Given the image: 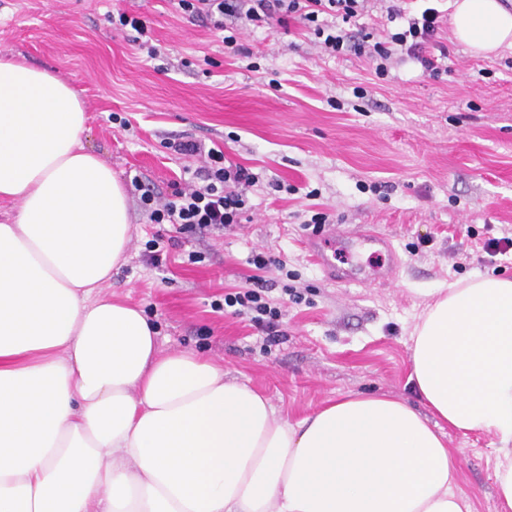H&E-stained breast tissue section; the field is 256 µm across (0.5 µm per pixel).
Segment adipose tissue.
<instances>
[{"label":"adipose tissue","mask_w":512,"mask_h":512,"mask_svg":"<svg viewBox=\"0 0 512 512\" xmlns=\"http://www.w3.org/2000/svg\"><path fill=\"white\" fill-rule=\"evenodd\" d=\"M455 39L512 48L502 0H453ZM85 103L0 57V512H476L446 430L495 438L512 512V279L435 290L411 334L422 407L350 393L296 422L220 363L157 349L106 294L132 238L128 197L86 150Z\"/></svg>","instance_id":"obj_1"}]
</instances>
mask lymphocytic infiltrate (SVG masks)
<instances>
[{
  "label": "lymphocytic infiltrate",
  "mask_w": 512,
  "mask_h": 512,
  "mask_svg": "<svg viewBox=\"0 0 512 512\" xmlns=\"http://www.w3.org/2000/svg\"><path fill=\"white\" fill-rule=\"evenodd\" d=\"M372 0H177L189 20L212 21L215 30L224 34L225 48L241 52L238 24L263 26L277 17H291L313 30L321 47L337 55L352 54L375 62L377 72L388 64L407 59L417 61L430 76H438L441 60L449 50L438 39L442 14L427 7L408 14L398 5L386 8L388 22L404 20L397 32H385L378 41L368 35L353 36L343 26L368 12ZM233 17L236 27L226 28L225 17ZM173 150L184 156H203L204 162L194 172L193 183L174 189L170 199L155 200L151 191L141 195L151 223H169L176 230H224L238 224L247 202V192L256 183V176L246 167L226 163L221 150H202L192 139L174 142ZM268 283L253 277L245 291L224 296L226 306L236 308L238 316H251L253 323L267 336L268 343L284 340L278 328L281 312L266 298Z\"/></svg>",
  "instance_id": "obj_1"
}]
</instances>
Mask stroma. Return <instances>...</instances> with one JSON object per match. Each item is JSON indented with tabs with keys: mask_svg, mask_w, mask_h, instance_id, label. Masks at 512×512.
I'll return each mask as SVG.
<instances>
[{
	"mask_svg": "<svg viewBox=\"0 0 512 512\" xmlns=\"http://www.w3.org/2000/svg\"><path fill=\"white\" fill-rule=\"evenodd\" d=\"M123 13L145 20V44ZM440 40L450 55L434 79L414 61L379 74L366 58L328 54L292 19L241 30L233 54L174 0H0V56L80 91L83 144L126 187L133 235L111 292L156 324L161 353L208 356L291 421L350 392L415 400L410 333L433 289L512 276V256L482 249L512 227V50L473 56L447 20ZM180 138L257 175L233 229L180 234L148 220L142 190L170 196L196 167L169 149ZM318 213L387 234L394 281H331L308 250ZM257 253L285 271L256 272ZM258 273L274 283L283 343L265 345L224 307ZM447 441L476 512H497L492 439L451 431Z\"/></svg>",
	"mask_w": 512,
	"mask_h": 512,
	"instance_id": "1",
	"label": "stroma"
}]
</instances>
